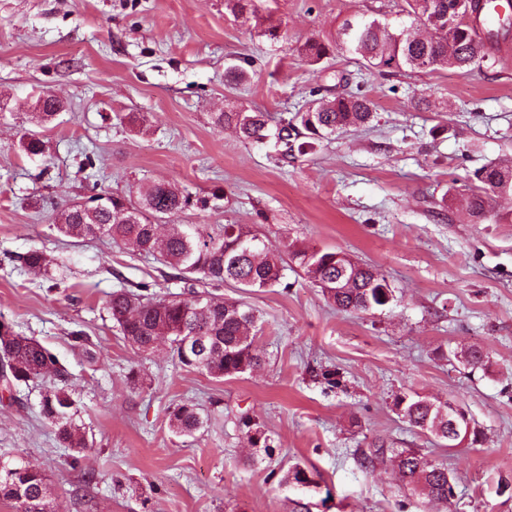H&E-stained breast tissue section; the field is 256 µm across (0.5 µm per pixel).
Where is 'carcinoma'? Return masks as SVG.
<instances>
[{"label":"carcinoma","instance_id":"carcinoma-1","mask_svg":"<svg viewBox=\"0 0 512 512\" xmlns=\"http://www.w3.org/2000/svg\"><path fill=\"white\" fill-rule=\"evenodd\" d=\"M403 16L410 25L388 18L345 20L338 40L310 39L301 48L307 62L317 64L339 50L366 70L433 72L452 69L470 73L488 55L486 42L477 34V18L487 23L495 15L482 13L481 0H405ZM468 15V22L448 24V11ZM65 108L45 92L35 102L38 122H50ZM375 118L373 103L356 92L321 97L312 108L283 118L274 137L283 156L305 154L320 140L350 127H361ZM270 116L231 105L212 117L215 128L232 129L239 137L261 142L269 136ZM20 148L28 154L43 152V142L32 131ZM461 199L478 222L504 219L493 210L498 198L512 197V165L490 162L473 172L461 185ZM193 206L192 194L173 183L141 186L137 201L99 192L85 202H75L56 212L54 227L66 237L107 235L115 242L151 255L172 270L171 278L186 291L159 297L142 287L112 292L106 304L112 322L142 354H152L151 343L165 339L179 363L216 379L234 378L260 365L256 338L260 316L241 300H226L205 289L208 284L233 282L246 291H259L283 283L281 255L241 224H180L176 217ZM289 258L305 278L319 288L338 311H371L387 306L393 293L379 270L353 259L343 251L300 249L286 245ZM24 268L49 276L52 259L40 249L21 256ZM43 381L47 388L40 415L54 430L59 444L73 460L88 448L78 423L79 408L69 391L70 374L58 358L37 341L12 330L0 333V389L9 391L22 383ZM400 417L423 434L448 441V402L418 394L396 401ZM212 423L199 405L181 402L170 407L169 426L178 436H192ZM253 446L271 447V439L241 419ZM390 452L389 462L403 486L432 503H450L448 467L427 458L417 448H377L365 458L371 464ZM0 501L15 505L16 512H55L52 490L45 475L24 462L0 461Z\"/></svg>","mask_w":512,"mask_h":512}]
</instances>
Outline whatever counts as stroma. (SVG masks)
<instances>
[{"instance_id":"35a3bbf8","label":"stroma","mask_w":512,"mask_h":512,"mask_svg":"<svg viewBox=\"0 0 512 512\" xmlns=\"http://www.w3.org/2000/svg\"><path fill=\"white\" fill-rule=\"evenodd\" d=\"M255 2L237 18L224 0H0V320L71 372L90 444L72 461L39 415L42 388L23 385L16 403H0V458L43 471L57 512H512L498 491L512 476V223H475L454 191L512 158V30L466 75L370 72L342 53L308 64L300 47L334 39L353 15L396 18L401 0ZM231 64L248 83L225 86ZM43 91L65 109L37 127ZM348 92L367 96L375 119L293 159L211 120L237 102L276 121ZM131 112L144 115L143 132ZM33 127L38 156L19 149ZM144 181L206 200L180 223L243 224L279 250L345 251L375 266L394 299L339 312L291 270L283 288L245 295L227 284L218 295L263 315L260 367L218 380L167 347L140 357L107 314L110 293L182 283L109 237L58 234L54 218L93 185L132 196ZM34 248L59 259L54 281L21 269ZM471 349L488 354V369L468 365ZM414 393L459 402L476 443L449 449L410 428L395 402ZM184 400L216 423L172 433L168 409ZM244 416L271 452L251 446ZM375 446L447 464L453 504L413 495L388 462L363 466ZM295 464L312 472L310 486L286 481Z\"/></svg>"}]
</instances>
